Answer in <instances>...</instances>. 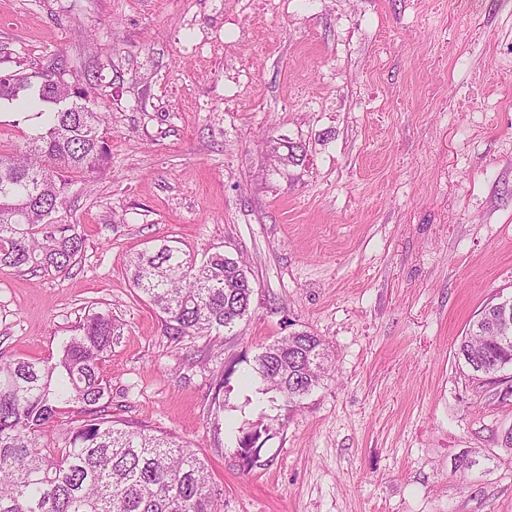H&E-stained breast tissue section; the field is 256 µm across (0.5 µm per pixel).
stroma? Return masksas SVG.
Segmentation results:
<instances>
[{
    "mask_svg": "<svg viewBox=\"0 0 512 512\" xmlns=\"http://www.w3.org/2000/svg\"><path fill=\"white\" fill-rule=\"evenodd\" d=\"M55 56L112 163L69 191L68 273L0 270V357L111 310L109 413L204 459L224 512H512V396L456 355L512 296V0H0V74ZM40 126L1 105L0 150ZM163 236L250 267L231 331L169 336L133 288ZM298 331L330 370L291 404L252 367Z\"/></svg>",
    "mask_w": 512,
    "mask_h": 512,
    "instance_id": "1",
    "label": "stroma"
}]
</instances>
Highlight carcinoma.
<instances>
[{"mask_svg": "<svg viewBox=\"0 0 512 512\" xmlns=\"http://www.w3.org/2000/svg\"><path fill=\"white\" fill-rule=\"evenodd\" d=\"M21 97L48 109L47 124L16 152H0V270L68 272L85 248L76 225L63 220L70 185L106 169L111 148L106 115L88 88L58 97L18 69L0 74V101ZM131 282L157 309L167 333L220 334L248 312L251 273L214 253L199 261L179 242L158 239L130 262ZM496 311L482 315L457 346V357L477 375L512 367V339L489 338ZM112 312L97 311L64 338L56 361L0 358V512H223V490L205 462L173 438L127 426L107 416L111 394L104 355L112 346ZM323 340L308 331L262 348L253 371L295 403L325 374ZM88 419L66 433L65 446L39 443L42 429L69 406ZM259 435H246L238 454L258 458Z\"/></svg>", "mask_w": 512, "mask_h": 512, "instance_id": "obj_1", "label": "carcinoma"}]
</instances>
